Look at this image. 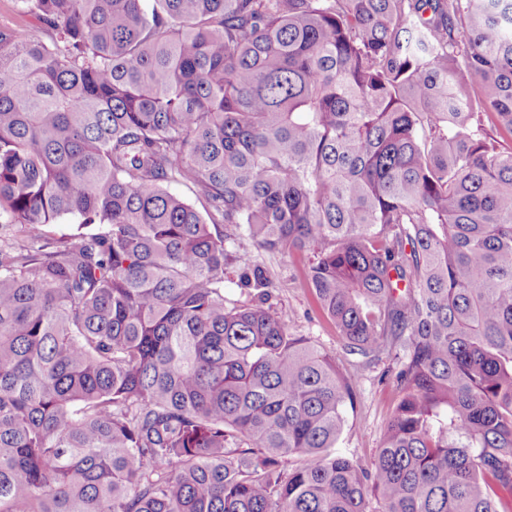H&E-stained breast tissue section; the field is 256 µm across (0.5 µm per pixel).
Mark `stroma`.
<instances>
[{"mask_svg": "<svg viewBox=\"0 0 512 512\" xmlns=\"http://www.w3.org/2000/svg\"><path fill=\"white\" fill-rule=\"evenodd\" d=\"M231 252L233 257L224 270L225 297L247 300L248 290L240 282L242 265L238 257L250 255L270 278L269 302L287 321L290 332L335 357L342 374L355 380L354 401L345 407V426L336 452L363 469H371L399 395L392 360L385 357L369 363L346 352L334 323L323 314L309 286V260L305 254L273 256L257 250L247 239L236 242Z\"/></svg>", "mask_w": 512, "mask_h": 512, "instance_id": "stroma-1", "label": "stroma"}]
</instances>
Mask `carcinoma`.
<instances>
[{
  "label": "carcinoma",
  "mask_w": 512,
  "mask_h": 512,
  "mask_svg": "<svg viewBox=\"0 0 512 512\" xmlns=\"http://www.w3.org/2000/svg\"><path fill=\"white\" fill-rule=\"evenodd\" d=\"M15 2L0 512H512V0ZM243 238L395 363L372 471Z\"/></svg>",
  "instance_id": "obj_1"
}]
</instances>
